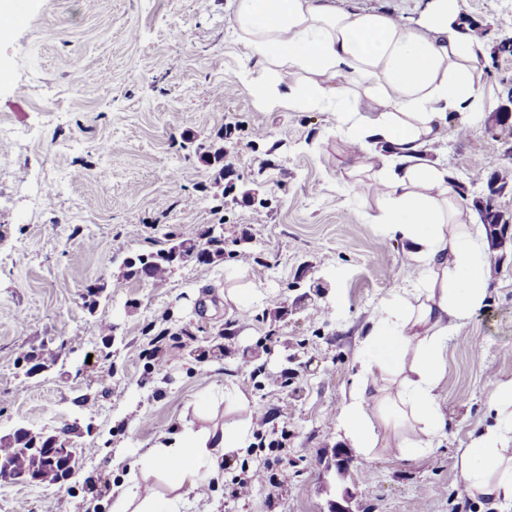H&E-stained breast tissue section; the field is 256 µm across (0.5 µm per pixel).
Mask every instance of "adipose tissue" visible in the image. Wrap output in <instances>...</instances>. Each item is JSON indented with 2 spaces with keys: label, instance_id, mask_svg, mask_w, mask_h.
I'll return each instance as SVG.
<instances>
[{
  "label": "adipose tissue",
  "instance_id": "ef3b65f1",
  "mask_svg": "<svg viewBox=\"0 0 512 512\" xmlns=\"http://www.w3.org/2000/svg\"><path fill=\"white\" fill-rule=\"evenodd\" d=\"M232 32L260 66L250 90L263 108L335 113L360 148L386 161L372 221L407 243L422 277L384 306L366 336V346L393 355L360 359L341 423L361 454L376 446L380 424L398 434L400 456L425 455L445 428L436 391L448 332L482 306L490 271L479 219L450 225L453 177L427 147L449 114L484 118L485 47L444 2L417 29L383 14L339 12L326 0H235ZM488 404L497 424L458 449L456 466L468 496L512 502V379L495 383ZM246 439L240 426L186 428L165 435L141 464L194 496Z\"/></svg>",
  "mask_w": 512,
  "mask_h": 512
}]
</instances>
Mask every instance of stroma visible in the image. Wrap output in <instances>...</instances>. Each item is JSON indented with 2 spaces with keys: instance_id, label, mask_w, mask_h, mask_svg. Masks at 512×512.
<instances>
[{
  "instance_id": "stroma-1",
  "label": "stroma",
  "mask_w": 512,
  "mask_h": 512,
  "mask_svg": "<svg viewBox=\"0 0 512 512\" xmlns=\"http://www.w3.org/2000/svg\"><path fill=\"white\" fill-rule=\"evenodd\" d=\"M417 24L433 0H330ZM24 24L0 33V118L24 130L0 138V437L63 423L81 468L53 485L0 482V512H116L130 466L162 435L247 425L246 448L201 495L173 503L165 477L145 471L158 512H328L338 484L353 512H512L469 500L457 449L496 422L495 381L512 378V241L490 272L488 297L452 333L438 402L446 426L421 457L395 454L391 432L355 454L345 481L321 463L353 443L337 415L348 401L366 330L420 273L406 244L369 223L382 202L377 172L355 169L354 143L332 112L260 109L245 84L253 60L229 26L233 0H9ZM488 48L480 89L498 105L512 86V0H455ZM98 75L92 85L75 71ZM265 138H256V131ZM224 135V198L211 169L181 147ZM122 152H113V143ZM512 120L448 134L432 159L464 187L470 208L489 175L512 162ZM222 223L224 255L179 264L162 280H113L128 256L167 248ZM103 292L95 309L87 288ZM260 290L251 300V290ZM248 320H241V310ZM113 326L104 340L97 326ZM169 328V361L154 370L149 325ZM64 344L55 365L28 372L19 356ZM284 375L287 389L270 387ZM267 414L259 425L255 413ZM287 433L285 447L267 437ZM288 484L270 488L271 470ZM252 497L230 499L235 477Z\"/></svg>"
}]
</instances>
